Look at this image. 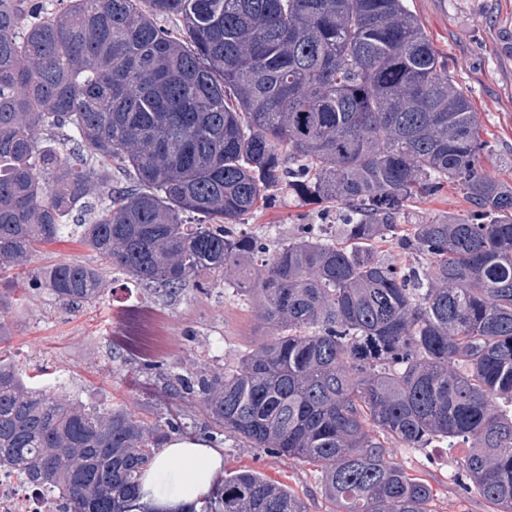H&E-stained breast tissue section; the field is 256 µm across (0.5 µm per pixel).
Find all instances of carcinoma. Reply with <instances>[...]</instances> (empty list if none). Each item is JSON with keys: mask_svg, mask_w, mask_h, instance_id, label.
Listing matches in <instances>:
<instances>
[{"mask_svg": "<svg viewBox=\"0 0 512 512\" xmlns=\"http://www.w3.org/2000/svg\"><path fill=\"white\" fill-rule=\"evenodd\" d=\"M487 148L408 0H0V268L76 232L161 296L224 273L266 340L222 372L145 368L206 407L215 447L314 467L332 512H435L389 448L440 443L467 448L464 491L512 512V186L483 172ZM448 186L466 214L409 217ZM280 189L336 209L339 237L243 231ZM31 278L74 310L102 289L79 264ZM190 429L0 358V462L69 512H151L143 477ZM183 512L308 509L249 469Z\"/></svg>", "mask_w": 512, "mask_h": 512, "instance_id": "carcinoma-1", "label": "carcinoma"}]
</instances>
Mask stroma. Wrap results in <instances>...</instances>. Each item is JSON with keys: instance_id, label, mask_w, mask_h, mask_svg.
Segmentation results:
<instances>
[{"instance_id": "stroma-1", "label": "stroma", "mask_w": 512, "mask_h": 512, "mask_svg": "<svg viewBox=\"0 0 512 512\" xmlns=\"http://www.w3.org/2000/svg\"><path fill=\"white\" fill-rule=\"evenodd\" d=\"M434 43L448 54V69L468 92L478 122L492 144L480 164L485 173L512 183V0H408ZM275 208L247 220L248 231L271 243L287 241L298 223L316 224L315 206L302 205L279 193ZM71 262L102 271V293L76 310L60 307L49 294L32 290L28 273L0 270V292L11 289L10 336L0 356L23 368L34 382H50L60 394L93 408L121 405L154 422L188 415L197 425L194 440H203L208 420L195 401L169 398L163 379L143 365L164 363L169 371L191 375L235 365L267 336L251 295L225 287L221 275L199 273L210 282L209 295L186 286L173 299L161 297L68 238L36 252L30 270ZM153 324L166 338L148 355L130 341L142 323ZM391 454L413 476L433 489L435 512H492L474 493H464L455 476L466 455L462 448H392ZM225 470L254 469L286 484L305 501L308 512H330L318 489L313 467L285 456L227 442Z\"/></svg>"}]
</instances>
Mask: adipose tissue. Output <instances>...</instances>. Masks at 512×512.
<instances>
[{"label": "adipose tissue", "mask_w": 512, "mask_h": 512, "mask_svg": "<svg viewBox=\"0 0 512 512\" xmlns=\"http://www.w3.org/2000/svg\"><path fill=\"white\" fill-rule=\"evenodd\" d=\"M222 465L219 452L201 442L171 441L156 456L145 477L147 499L157 507L191 503L210 490Z\"/></svg>", "instance_id": "obj_1"}]
</instances>
